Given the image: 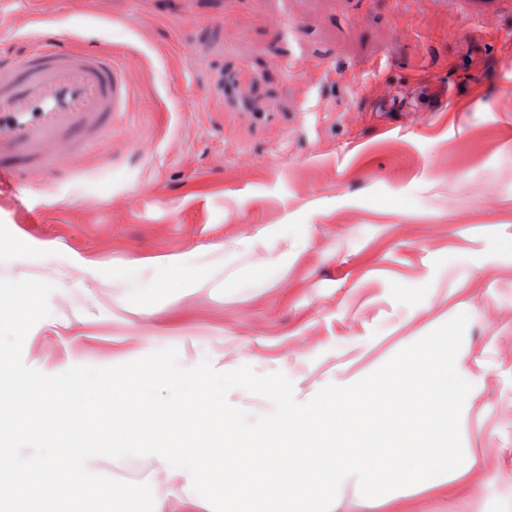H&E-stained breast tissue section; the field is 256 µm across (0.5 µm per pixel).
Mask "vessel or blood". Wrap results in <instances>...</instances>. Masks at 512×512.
Returning <instances> with one entry per match:
<instances>
[{
	"mask_svg": "<svg viewBox=\"0 0 512 512\" xmlns=\"http://www.w3.org/2000/svg\"><path fill=\"white\" fill-rule=\"evenodd\" d=\"M19 54L0 53V173L15 159L49 177L103 143L127 112V62L74 49L54 20Z\"/></svg>",
	"mask_w": 512,
	"mask_h": 512,
	"instance_id": "vessel-or-blood-1",
	"label": "vessel or blood"
}]
</instances>
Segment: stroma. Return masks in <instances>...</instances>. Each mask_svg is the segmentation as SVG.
<instances>
[{
  "mask_svg": "<svg viewBox=\"0 0 512 512\" xmlns=\"http://www.w3.org/2000/svg\"><path fill=\"white\" fill-rule=\"evenodd\" d=\"M45 16L129 61L134 96L63 177L0 189V279L56 286L24 363L172 346L185 367L283 372L304 402L464 312L475 469L372 507L349 477L335 512H512V482L477 479L512 473V0H26L0 10V46L28 49ZM432 83L447 110L411 111ZM169 258L194 283L139 303Z\"/></svg>",
  "mask_w": 512,
  "mask_h": 512,
  "instance_id": "35a3bbf8",
  "label": "stroma"
}]
</instances>
